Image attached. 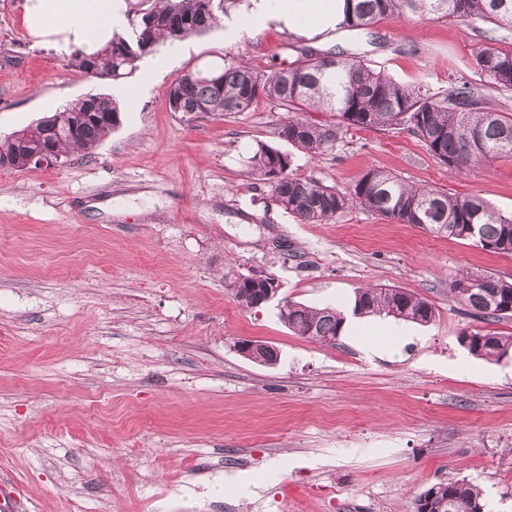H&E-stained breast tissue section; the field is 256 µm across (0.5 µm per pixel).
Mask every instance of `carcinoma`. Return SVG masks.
I'll use <instances>...</instances> for the list:
<instances>
[{
  "mask_svg": "<svg viewBox=\"0 0 512 512\" xmlns=\"http://www.w3.org/2000/svg\"><path fill=\"white\" fill-rule=\"evenodd\" d=\"M241 0H153L144 10L128 13L132 34L114 37L92 55L76 53L68 65L96 79L117 80L131 74L140 61L164 43L203 33L226 14L227 5ZM343 26L366 29L381 19L412 14L453 18L476 28L488 22L512 30V0H345ZM485 44L473 56V66L485 84L450 83L427 93L393 80L360 59L341 52H322L295 46L296 59L271 74L231 60L218 70H189L167 91L169 110L184 118L231 115L249 111L258 100L279 103L287 118L278 136L312 159L333 151L352 129L410 130L448 172L462 175L478 165L512 156V113L499 109L487 90H512V46L483 34ZM314 110L327 112L331 121L315 124L302 117ZM120 123L116 102L90 95L66 106L59 114L0 137V168L37 165V155L50 151L64 156L74 148L93 150ZM253 174L287 213L302 224H324L352 206L400 224H419L442 237L473 240L494 253H512V216L505 217L474 195L450 196L437 189L412 184L383 168L368 169L351 187L340 190L313 177L288 173V155L260 147L249 160ZM475 229V234L468 230ZM472 324L460 335L469 337L465 349L472 355L499 361L512 351V335L488 326L512 313V282L491 274L462 272L449 286ZM353 313L361 317L384 315L396 320L428 324L435 318L424 297L396 287L361 288L355 292ZM278 318L292 332L324 344L338 340L344 314L333 307L312 308L287 302ZM407 512H484L482 490L468 479L439 481L417 494Z\"/></svg>",
  "mask_w": 512,
  "mask_h": 512,
  "instance_id": "obj_1",
  "label": "carcinoma"
}]
</instances>
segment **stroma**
<instances>
[{
    "instance_id": "1",
    "label": "stroma",
    "mask_w": 512,
    "mask_h": 512,
    "mask_svg": "<svg viewBox=\"0 0 512 512\" xmlns=\"http://www.w3.org/2000/svg\"><path fill=\"white\" fill-rule=\"evenodd\" d=\"M24 2L0 0V135L113 87L33 44ZM301 43L433 92L481 81V37L448 18L322 35L272 26L233 43L218 25L182 40L175 61L156 53L159 83L92 152L0 168V477L13 512H401L461 478L485 512H512V355L461 347L470 318L449 293L462 271L512 282V254L358 207L300 223L247 164L266 144L291 173L339 189L380 167L512 215V158L456 176L392 129L349 131L313 160L279 138L286 113L272 100L191 122L166 105L186 71L242 59L269 74ZM232 269L274 275L280 300L316 308L404 288L435 318L351 316L321 344L275 304L241 307ZM239 339L275 347L277 364L244 358Z\"/></svg>"
}]
</instances>
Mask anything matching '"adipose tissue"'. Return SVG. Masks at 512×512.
<instances>
[{
    "instance_id": "ef3b65f1",
    "label": "adipose tissue",
    "mask_w": 512,
    "mask_h": 512,
    "mask_svg": "<svg viewBox=\"0 0 512 512\" xmlns=\"http://www.w3.org/2000/svg\"><path fill=\"white\" fill-rule=\"evenodd\" d=\"M24 11L29 36L63 52H96L128 29L126 0H25ZM342 20L343 0H252L248 19L228 21L225 37L235 42L270 24L328 33Z\"/></svg>"
}]
</instances>
